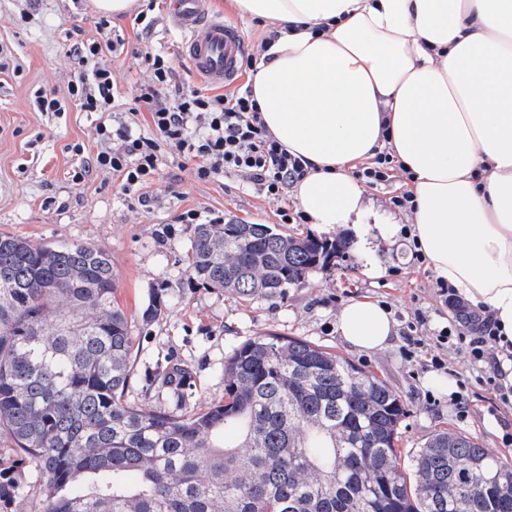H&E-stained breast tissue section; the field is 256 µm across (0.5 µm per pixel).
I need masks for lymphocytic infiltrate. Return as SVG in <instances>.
I'll return each mask as SVG.
<instances>
[{
	"instance_id": "obj_1",
	"label": "lymphocytic infiltrate",
	"mask_w": 512,
	"mask_h": 512,
	"mask_svg": "<svg viewBox=\"0 0 512 512\" xmlns=\"http://www.w3.org/2000/svg\"><path fill=\"white\" fill-rule=\"evenodd\" d=\"M97 37L73 44L70 52L78 68L65 97L39 95L45 112H64L76 107L103 114L96 134L108 147L93 159V168L111 172L123 194L146 201L163 159L191 165L195 178L236 174L268 200L283 198L306 174V160L288 153L267 129L250 87L227 95H211L189 88L169 93L175 70L164 51L151 49L139 57L146 77L133 90L134 105L124 108L122 96L103 59L124 47L112 35L109 23L97 21ZM150 114L147 132L133 133L139 109ZM89 167V168H92ZM89 168L80 167L74 180H84ZM437 292L445 297L451 315L439 330L436 347L462 354L469 370L477 373L493 398L489 415L512 406V384L506 383L504 362H512V346H501V330L492 311L459 296L446 281H438Z\"/></svg>"
}]
</instances>
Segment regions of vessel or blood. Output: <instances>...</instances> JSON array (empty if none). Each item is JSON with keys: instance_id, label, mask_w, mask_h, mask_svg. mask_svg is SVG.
I'll list each match as a JSON object with an SVG mask.
<instances>
[{"instance_id": "vessel-or-blood-1", "label": "vessel or blood", "mask_w": 512, "mask_h": 512, "mask_svg": "<svg viewBox=\"0 0 512 512\" xmlns=\"http://www.w3.org/2000/svg\"><path fill=\"white\" fill-rule=\"evenodd\" d=\"M168 21L184 33V56L198 78L216 87L235 81L242 36L210 12L208 0H171Z\"/></svg>"}]
</instances>
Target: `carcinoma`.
<instances>
[{
	"instance_id": "obj_1",
	"label": "carcinoma",
	"mask_w": 512,
	"mask_h": 512,
	"mask_svg": "<svg viewBox=\"0 0 512 512\" xmlns=\"http://www.w3.org/2000/svg\"><path fill=\"white\" fill-rule=\"evenodd\" d=\"M345 238L198 224L189 278L279 297L335 265ZM112 256L0 234V433L29 512H512V465L440 430L405 466V409L375 375L291 336L224 362V402L191 414L124 399L135 353Z\"/></svg>"
}]
</instances>
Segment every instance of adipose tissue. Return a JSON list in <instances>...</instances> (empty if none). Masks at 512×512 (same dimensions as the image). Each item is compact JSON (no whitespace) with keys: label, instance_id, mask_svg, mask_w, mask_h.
Instances as JSON below:
<instances>
[{"label":"adipose tissue","instance_id":"obj_1","mask_svg":"<svg viewBox=\"0 0 512 512\" xmlns=\"http://www.w3.org/2000/svg\"><path fill=\"white\" fill-rule=\"evenodd\" d=\"M278 37L250 85L262 117L309 167V224L368 211L356 165L388 146L411 176V238L436 278L492 310L512 343V0H231ZM358 351L395 320L367 298L337 316Z\"/></svg>","mask_w":512,"mask_h":512}]
</instances>
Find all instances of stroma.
Here are the masks:
<instances>
[{
    "instance_id": "1",
    "label": "stroma",
    "mask_w": 512,
    "mask_h": 512,
    "mask_svg": "<svg viewBox=\"0 0 512 512\" xmlns=\"http://www.w3.org/2000/svg\"><path fill=\"white\" fill-rule=\"evenodd\" d=\"M151 1L158 31L145 35L134 18ZM168 7L169 0H135L133 11L111 17L112 31L123 37L125 50L106 63L122 95H130L146 76L134 63L135 53L157 43L174 56L175 84L199 87L183 55L184 35L168 22ZM99 18L93 0H0V61L8 65L0 73V233L34 243L91 244L111 254L116 300L136 337L126 401L176 413L199 411L223 400L224 361L234 347L256 336H293L326 347L386 382L406 409L400 426L402 460H409L438 430L449 429L477 438L489 454L512 463V447H502L500 423L486 411L489 393L484 386H471L467 420L456 418L449 407L448 393L439 383L466 372L459 354H449L448 369L436 371L424 366L427 352L406 361L401 340L364 354L336 330L340 308L353 298L389 305L396 317L419 308L427 311L431 328L447 325L448 307L437 294L436 278L414 258L407 236L390 243L371 235L369 250L350 247L335 266L311 273L301 287L247 302L232 292L190 282L187 251L194 227L175 223V215L196 209L327 240L350 236V229L316 230L282 221L280 211L298 210L293 195L270 202L239 176L201 181L168 159L146 205L120 194L109 172L95 169L83 181L73 180L74 169L99 149V115L73 107L61 115L42 112L35 96L66 95L76 68L69 49L95 36ZM76 143L84 144L83 155L71 152ZM374 260L385 269L378 278L366 274ZM153 299L161 301L164 314L146 325L141 315ZM174 368L180 371L177 389L155 384L157 374ZM429 394L438 407H427Z\"/></svg>"
}]
</instances>
